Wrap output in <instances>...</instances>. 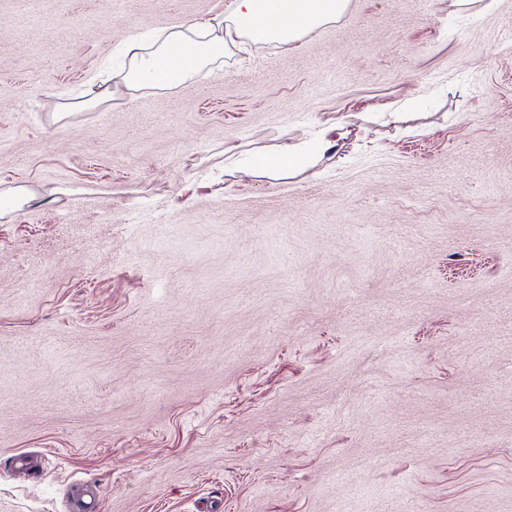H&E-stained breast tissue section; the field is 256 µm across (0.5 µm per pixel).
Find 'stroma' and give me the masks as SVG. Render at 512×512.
<instances>
[{
	"instance_id": "1",
	"label": "stroma",
	"mask_w": 512,
	"mask_h": 512,
	"mask_svg": "<svg viewBox=\"0 0 512 512\" xmlns=\"http://www.w3.org/2000/svg\"><path fill=\"white\" fill-rule=\"evenodd\" d=\"M350 0L91 107L227 0H0V512H512V0ZM335 126L316 165L256 158ZM234 147L239 163L224 162ZM32 196L24 186H2L0 188V218L28 203Z\"/></svg>"
}]
</instances>
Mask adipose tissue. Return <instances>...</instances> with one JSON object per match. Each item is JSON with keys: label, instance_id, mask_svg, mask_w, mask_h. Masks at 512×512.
<instances>
[{"label": "adipose tissue", "instance_id": "1", "mask_svg": "<svg viewBox=\"0 0 512 512\" xmlns=\"http://www.w3.org/2000/svg\"><path fill=\"white\" fill-rule=\"evenodd\" d=\"M347 6L348 0H233L227 14L163 28L151 44H144L139 35H129L123 42L128 67L117 83L131 94L178 86L222 58L233 39L285 47L336 20ZM335 143L327 128L313 141L284 145L265 165L276 174L288 165L311 167Z\"/></svg>", "mask_w": 512, "mask_h": 512}]
</instances>
